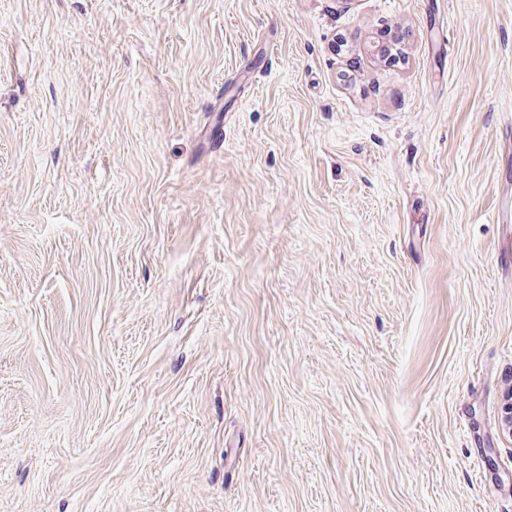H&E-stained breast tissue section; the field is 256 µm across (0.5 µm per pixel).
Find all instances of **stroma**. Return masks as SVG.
I'll list each match as a JSON object with an SVG mask.
<instances>
[{
	"instance_id": "obj_1",
	"label": "stroma",
	"mask_w": 512,
	"mask_h": 512,
	"mask_svg": "<svg viewBox=\"0 0 512 512\" xmlns=\"http://www.w3.org/2000/svg\"><path fill=\"white\" fill-rule=\"evenodd\" d=\"M510 124L512 0H0V512H512Z\"/></svg>"
}]
</instances>
